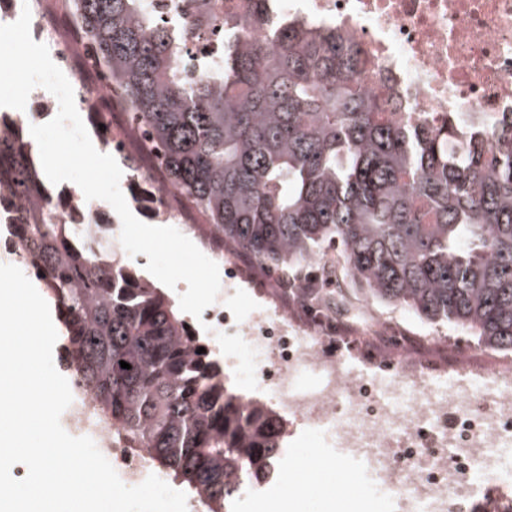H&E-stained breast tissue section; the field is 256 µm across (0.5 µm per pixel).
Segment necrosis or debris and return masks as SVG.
<instances>
[{
  "instance_id": "4bbe7bcc",
  "label": "necrosis or debris",
  "mask_w": 512,
  "mask_h": 512,
  "mask_svg": "<svg viewBox=\"0 0 512 512\" xmlns=\"http://www.w3.org/2000/svg\"><path fill=\"white\" fill-rule=\"evenodd\" d=\"M269 13L329 26L365 52L362 85L390 96L414 123L437 125L512 112V0H271ZM108 204L86 200L70 185L59 217L98 227L112 243L121 228L105 222ZM216 303L206 308L216 354L229 375L248 383L283 417L306 430L316 447L366 462L369 493L404 512H512V369L446 363L402 349L390 324L339 308L325 317L307 303L291 318L231 255ZM250 296L249 310L238 300ZM355 329L341 356L327 354L335 323ZM238 350L225 354L224 341ZM89 398L74 392L61 423L94 440L120 479L143 482L145 448H125L92 426Z\"/></svg>"
}]
</instances>
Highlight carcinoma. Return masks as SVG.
Masks as SVG:
<instances>
[{
  "mask_svg": "<svg viewBox=\"0 0 512 512\" xmlns=\"http://www.w3.org/2000/svg\"><path fill=\"white\" fill-rule=\"evenodd\" d=\"M61 2L158 149L167 185L205 217L213 249L228 243L284 275L317 263L299 298L319 297L339 265L367 297L512 352V112L484 127L401 122L389 98L362 87L357 43L274 23L265 0H250L247 19L219 0H186L182 25L145 0ZM248 22L268 42L249 41ZM217 24L223 68L190 81L186 43ZM25 141L20 123L0 133V192L17 198L0 213L59 314L90 419L150 449L203 512H224L243 479L269 475L282 422L224 386L160 289L106 246L81 245L93 225L59 222Z\"/></svg>",
  "mask_w": 512,
  "mask_h": 512,
  "instance_id": "cac0c4a2",
  "label": "carcinoma"
}]
</instances>
